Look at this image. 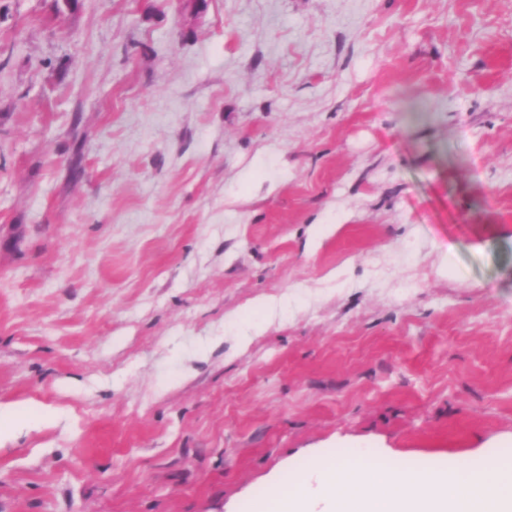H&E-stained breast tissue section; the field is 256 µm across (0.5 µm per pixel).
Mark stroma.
Segmentation results:
<instances>
[{"instance_id": "1", "label": "stroma", "mask_w": 512, "mask_h": 512, "mask_svg": "<svg viewBox=\"0 0 512 512\" xmlns=\"http://www.w3.org/2000/svg\"><path fill=\"white\" fill-rule=\"evenodd\" d=\"M0 406V512L512 458V0H0Z\"/></svg>"}]
</instances>
